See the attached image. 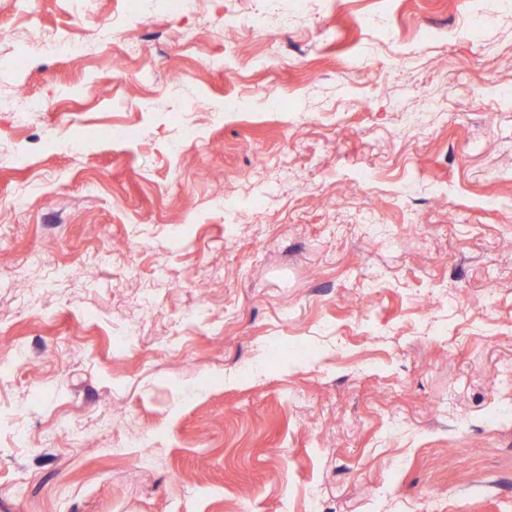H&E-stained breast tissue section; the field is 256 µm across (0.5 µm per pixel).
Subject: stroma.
I'll return each mask as SVG.
<instances>
[{
  "mask_svg": "<svg viewBox=\"0 0 512 512\" xmlns=\"http://www.w3.org/2000/svg\"><path fill=\"white\" fill-rule=\"evenodd\" d=\"M0 95V512H512V0H0Z\"/></svg>",
  "mask_w": 512,
  "mask_h": 512,
  "instance_id": "35a3bbf8",
  "label": "stroma"
}]
</instances>
